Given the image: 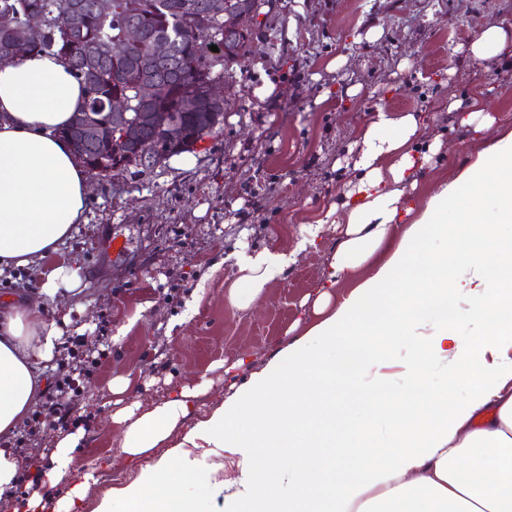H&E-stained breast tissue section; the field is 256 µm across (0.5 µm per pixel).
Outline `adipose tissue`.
Segmentation results:
<instances>
[{"label":"adipose tissue","mask_w":512,"mask_h":512,"mask_svg":"<svg viewBox=\"0 0 512 512\" xmlns=\"http://www.w3.org/2000/svg\"><path fill=\"white\" fill-rule=\"evenodd\" d=\"M511 47L512 28L491 23L464 56L493 62ZM83 104L55 55L0 65V267L39 263L81 223L86 176L57 131ZM448 109L495 136L421 200L413 192L441 141L422 143L417 113L374 104L343 172L337 247L312 320L204 415L194 413L204 379L152 408L114 411L133 480L87 506L97 478L78 469L74 432L40 467L0 447V493L28 473L61 490L59 512H206L215 499L218 512H512V237L500 234L512 224V126L495 128L474 102L452 97ZM317 245L312 231L227 253L225 301L249 306ZM80 285L78 267L61 264L41 272L37 299L0 305V440L43 395L71 322L62 306L45 314V301ZM396 344L407 351L400 391L382 360ZM436 368L448 379L440 395L428 386ZM343 441L353 452H339Z\"/></svg>","instance_id":"adipose-tissue-1"}]
</instances>
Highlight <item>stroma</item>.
I'll return each mask as SVG.
<instances>
[{"label":"stroma","mask_w":512,"mask_h":512,"mask_svg":"<svg viewBox=\"0 0 512 512\" xmlns=\"http://www.w3.org/2000/svg\"><path fill=\"white\" fill-rule=\"evenodd\" d=\"M512 23V0H278L251 55L233 63L224 123L193 152L155 168L87 175V207L50 264L79 266L81 290L61 294L72 307L66 336L100 339L102 356L79 383L87 429L79 468L97 467L96 499L135 467L118 462L112 381L131 380L127 402L151 406L208 377L202 409L222 402L223 365L244 355L264 366L294 321L311 317L335 251L324 225L320 249L299 254L281 281L247 309L230 306L223 258L236 246L294 244L344 186L337 168L377 100L424 117V142L441 151L426 179L454 173L480 150L448 109L449 97L480 100L498 125L512 126V51L495 65L467 63L458 48L489 22ZM382 36L371 41L368 30ZM345 57L337 70L330 64ZM275 89L260 97L257 87ZM357 95H348L350 87ZM120 252L106 250L110 238Z\"/></svg>","instance_id":"35a3bbf8"}]
</instances>
